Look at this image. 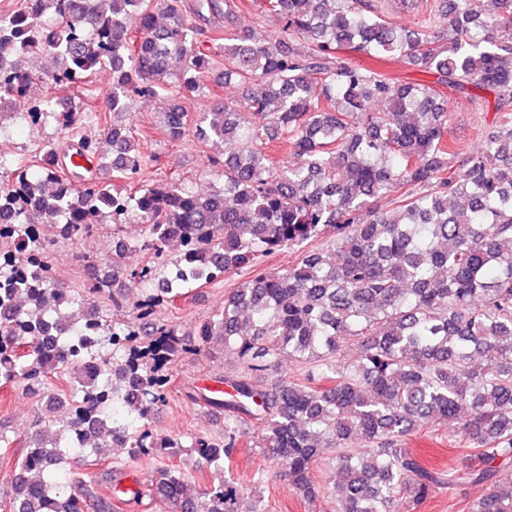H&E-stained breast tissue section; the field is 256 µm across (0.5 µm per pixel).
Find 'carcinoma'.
<instances>
[{
  "label": "carcinoma",
  "mask_w": 512,
  "mask_h": 512,
  "mask_svg": "<svg viewBox=\"0 0 512 512\" xmlns=\"http://www.w3.org/2000/svg\"><path fill=\"white\" fill-rule=\"evenodd\" d=\"M411 2L415 24L394 17ZM41 0L0 13V119L68 130L77 110L35 92L71 88L99 68L112 73L103 131L109 176L66 171L50 146L26 165L0 155V383L43 389L65 445L22 439L25 454L6 491L11 512H103L96 476L62 474L67 453L120 443L129 457H173L183 444L154 435L167 370L180 356L224 343L237 371L228 390L186 394L224 412V439L191 437L206 469L222 474L248 434L283 465L306 500L327 493L335 512H404L440 488L484 487L468 512H512V0H259L279 22L265 41L234 31L236 0ZM140 22L134 47L127 22ZM224 19L222 46L198 21ZM386 55L437 75L438 83L495 121L480 147L461 154L449 137L451 98L355 65L344 52ZM224 66L243 100L198 115L197 131L229 151L209 159L224 188L180 179L148 185L141 133L122 124L134 105L173 101L159 126L186 134L181 100ZM284 143L276 167L268 145ZM109 219L144 225L141 243L112 236V274L72 294L44 260L48 246ZM139 249L149 260L131 270ZM287 251L284 268L257 259ZM247 278L195 336L158 316L163 304L230 275ZM137 288L132 319L112 323L96 300L111 284ZM359 354L345 359L349 345ZM307 367L301 381L260 379L283 356ZM93 360L101 372L88 374ZM424 429L460 439L465 472L428 466L408 439ZM336 452V482L313 466ZM173 512H261L242 507L231 477L186 492L174 465L151 486L121 490Z\"/></svg>",
  "instance_id": "obj_1"
}]
</instances>
